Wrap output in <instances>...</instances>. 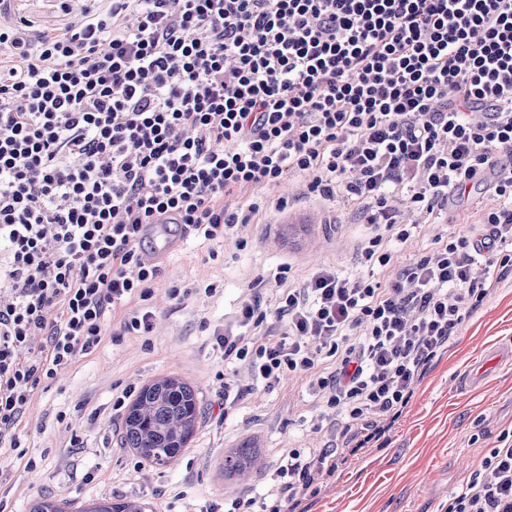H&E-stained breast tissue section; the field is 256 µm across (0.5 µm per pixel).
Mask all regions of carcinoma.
Listing matches in <instances>:
<instances>
[{
	"instance_id": "cac0c4a2",
	"label": "carcinoma",
	"mask_w": 512,
	"mask_h": 512,
	"mask_svg": "<svg viewBox=\"0 0 512 512\" xmlns=\"http://www.w3.org/2000/svg\"><path fill=\"white\" fill-rule=\"evenodd\" d=\"M201 400L189 382L166 376L143 385L123 415L120 444L155 466H168L190 447L201 419ZM254 462L243 444L224 460V469L242 473ZM148 504L103 498L75 512H147Z\"/></svg>"
}]
</instances>
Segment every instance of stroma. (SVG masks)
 <instances>
[{"label":"stroma","mask_w":512,"mask_h":512,"mask_svg":"<svg viewBox=\"0 0 512 512\" xmlns=\"http://www.w3.org/2000/svg\"><path fill=\"white\" fill-rule=\"evenodd\" d=\"M12 7L14 20L38 31L60 30L78 19L59 0H14ZM448 229L468 231L461 208L421 225L399 261L415 258ZM364 231L347 203L301 199L267 223L245 228L246 247L226 240L212 259L205 246L183 244L161 263V318L150 345L104 342L59 382L37 392L24 430L37 467L0 485L9 512H29L41 495L76 503L123 495L150 502L153 512H224L226 497L270 487L280 451L320 442L329 410L308 378L294 375L274 390L247 395L216 419L212 408L224 396V363L211 332L232 316L248 288L272 300L281 264H291L297 280L323 263L346 273L357 270L356 244ZM176 283L193 287L194 295L179 303L166 300L165 289ZM209 283L218 287L215 296L201 292ZM508 341L512 276L459 326L386 434L324 482L309 512H445L449 497L497 446L500 432L512 430V362L493 361ZM167 375L198 390L201 427L179 460L143 467L117 442L121 420L112 400L126 386ZM245 442L256 448L254 468L228 475L226 455Z\"/></svg>","instance_id":"obj_1"}]
</instances>
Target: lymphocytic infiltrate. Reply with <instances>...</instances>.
<instances>
[{
	"label": "lymphocytic infiltrate",
	"mask_w": 512,
	"mask_h": 512,
	"mask_svg": "<svg viewBox=\"0 0 512 512\" xmlns=\"http://www.w3.org/2000/svg\"><path fill=\"white\" fill-rule=\"evenodd\" d=\"M65 35L0 11V455L50 386L112 338L148 339L161 224L202 244L307 198L358 208L381 279L326 264L213 329L231 372L310 375L333 421L228 512H307L385 434L460 324L512 275V0H107ZM487 185L473 230L394 265L416 225ZM446 512H512V438Z\"/></svg>",
	"instance_id": "f902f5d3"
}]
</instances>
